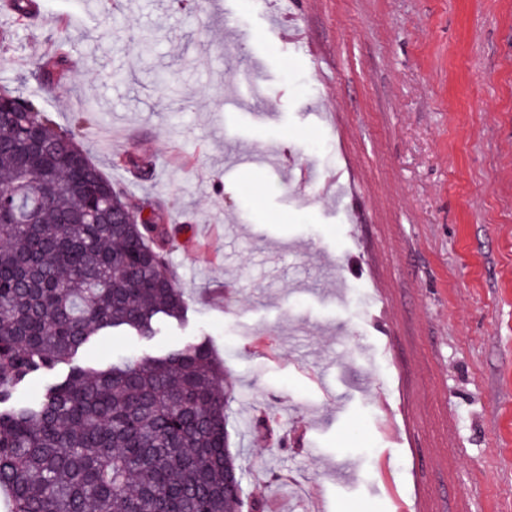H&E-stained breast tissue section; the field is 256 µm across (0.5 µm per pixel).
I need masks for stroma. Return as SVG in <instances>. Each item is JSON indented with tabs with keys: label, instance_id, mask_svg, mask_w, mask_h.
<instances>
[{
	"label": "stroma",
	"instance_id": "1",
	"mask_svg": "<svg viewBox=\"0 0 512 512\" xmlns=\"http://www.w3.org/2000/svg\"><path fill=\"white\" fill-rule=\"evenodd\" d=\"M38 2L26 28L0 11V89L64 128L97 104L81 141L165 203L187 305L80 364L207 338L264 512H512V0ZM285 9L318 66L272 26ZM61 35L75 66L38 94Z\"/></svg>",
	"mask_w": 512,
	"mask_h": 512
}]
</instances>
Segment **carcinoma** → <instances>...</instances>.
Returning <instances> with one entry per match:
<instances>
[{
	"label": "carcinoma",
	"mask_w": 512,
	"mask_h": 512,
	"mask_svg": "<svg viewBox=\"0 0 512 512\" xmlns=\"http://www.w3.org/2000/svg\"><path fill=\"white\" fill-rule=\"evenodd\" d=\"M30 10L12 0L16 27ZM65 45L36 63L40 89L74 67ZM0 97L11 108L0 116V490L10 512H243L227 431L234 391L205 340L75 368L38 400H14L91 337L154 336L186 304L161 200L116 188L79 140L96 104L63 129L24 94ZM113 164L150 176L131 153Z\"/></svg>",
	"instance_id": "1"
}]
</instances>
